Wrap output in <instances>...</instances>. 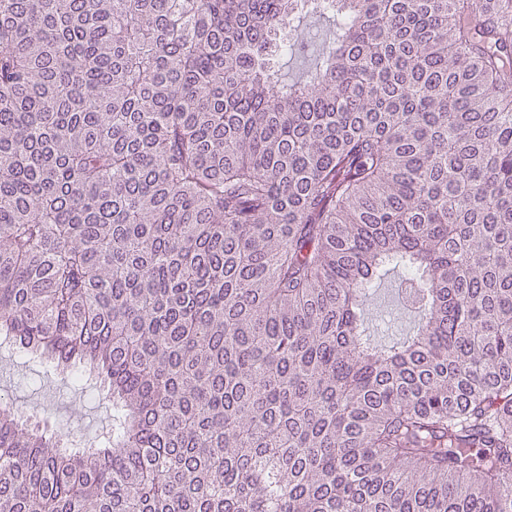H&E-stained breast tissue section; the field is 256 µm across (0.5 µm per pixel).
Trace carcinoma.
Returning <instances> with one entry per match:
<instances>
[{
	"label": "carcinoma",
	"mask_w": 512,
	"mask_h": 512,
	"mask_svg": "<svg viewBox=\"0 0 512 512\" xmlns=\"http://www.w3.org/2000/svg\"><path fill=\"white\" fill-rule=\"evenodd\" d=\"M3 335L0 512H512V0H0ZM0 397L27 412H37L42 428H68L82 444L102 437L112 427V412L90 398L87 386L30 360L16 349H0ZM74 407L81 409L73 414Z\"/></svg>",
	"instance_id": "obj_1"
}]
</instances>
